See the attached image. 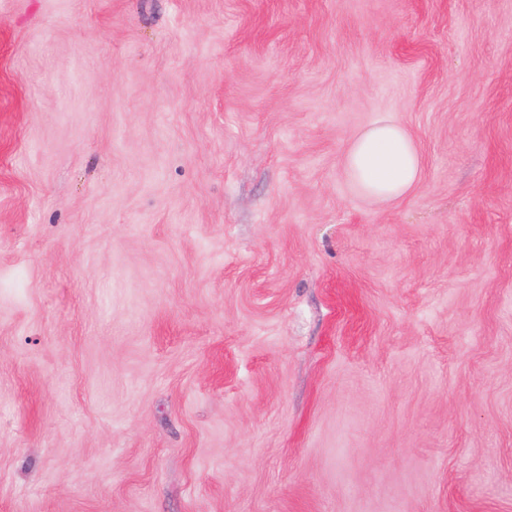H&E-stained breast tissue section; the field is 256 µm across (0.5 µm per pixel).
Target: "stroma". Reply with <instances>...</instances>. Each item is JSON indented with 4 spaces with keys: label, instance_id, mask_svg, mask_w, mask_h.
I'll list each match as a JSON object with an SVG mask.
<instances>
[{
    "label": "stroma",
    "instance_id": "obj_1",
    "mask_svg": "<svg viewBox=\"0 0 512 512\" xmlns=\"http://www.w3.org/2000/svg\"><path fill=\"white\" fill-rule=\"evenodd\" d=\"M0 512H512V0H0ZM344 165L357 191L377 206L407 195L423 175L422 157L414 138L390 118L375 121L351 139Z\"/></svg>",
    "mask_w": 512,
    "mask_h": 512
}]
</instances>
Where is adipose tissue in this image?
<instances>
[{"label": "adipose tissue", "instance_id": "obj_1", "mask_svg": "<svg viewBox=\"0 0 512 512\" xmlns=\"http://www.w3.org/2000/svg\"><path fill=\"white\" fill-rule=\"evenodd\" d=\"M344 165L357 191L378 206L407 195L423 175L422 157L414 138L389 118L375 121L351 139Z\"/></svg>", "mask_w": 512, "mask_h": 512}]
</instances>
